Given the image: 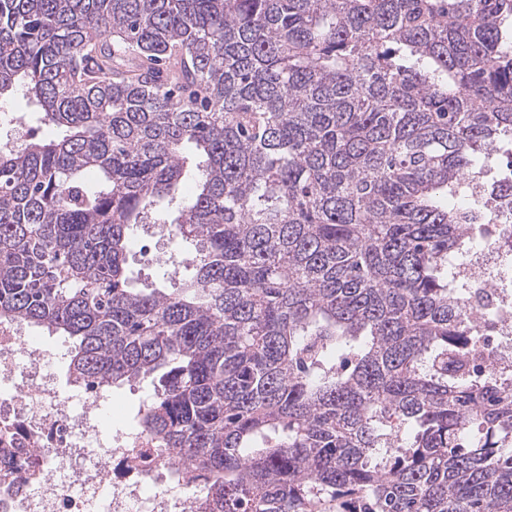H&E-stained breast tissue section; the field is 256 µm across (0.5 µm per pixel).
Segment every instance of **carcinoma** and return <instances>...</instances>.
Instances as JSON below:
<instances>
[{"label":"carcinoma","mask_w":512,"mask_h":512,"mask_svg":"<svg viewBox=\"0 0 512 512\" xmlns=\"http://www.w3.org/2000/svg\"><path fill=\"white\" fill-rule=\"evenodd\" d=\"M17 91L49 132L0 148V324L156 376L199 512H512L443 203L512 137V0H0ZM148 224L195 243L178 288L130 287Z\"/></svg>","instance_id":"carcinoma-1"}]
</instances>
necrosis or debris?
I'll return each instance as SVG.
<instances>
[{"label": "necrosis or debris", "instance_id": "necrosis-or-debris-1", "mask_svg": "<svg viewBox=\"0 0 512 512\" xmlns=\"http://www.w3.org/2000/svg\"><path fill=\"white\" fill-rule=\"evenodd\" d=\"M493 157L470 185L493 204L475 213V243L461 266L491 295L473 317L494 350L491 362H477L481 374L512 363V291L500 273L512 263V154ZM43 359L26 327L0 324V512H197L200 472H179L141 429L103 437L110 392L59 386Z\"/></svg>", "mask_w": 512, "mask_h": 512}]
</instances>
